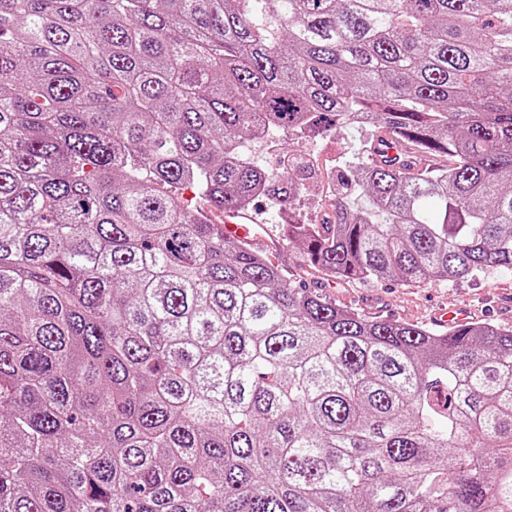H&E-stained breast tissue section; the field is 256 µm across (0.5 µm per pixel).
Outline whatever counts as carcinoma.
I'll return each instance as SVG.
<instances>
[{
	"label": "carcinoma",
	"mask_w": 512,
	"mask_h": 512,
	"mask_svg": "<svg viewBox=\"0 0 512 512\" xmlns=\"http://www.w3.org/2000/svg\"><path fill=\"white\" fill-rule=\"evenodd\" d=\"M346 131L305 268L512 271V0H0V512H512V327L366 318L159 190L290 213L253 146Z\"/></svg>",
	"instance_id": "1"
}]
</instances>
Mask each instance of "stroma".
<instances>
[{"mask_svg":"<svg viewBox=\"0 0 512 512\" xmlns=\"http://www.w3.org/2000/svg\"><path fill=\"white\" fill-rule=\"evenodd\" d=\"M351 135L324 137L305 142L311 168L318 180L315 190L302 197L296 212L306 222H319L328 210L337 183L336 161L351 151ZM248 214L264 227L259 245L269 260L292 281L303 277L300 253L289 245L283 226L288 218L269 212L265 202L255 201ZM327 291L338 305L350 307L370 318L436 326L440 308L452 309L468 322H491L512 326V272L491 270L457 283L405 284L379 282H328Z\"/></svg>","mask_w":512,"mask_h":512,"instance_id":"obj_1","label":"stroma"}]
</instances>
